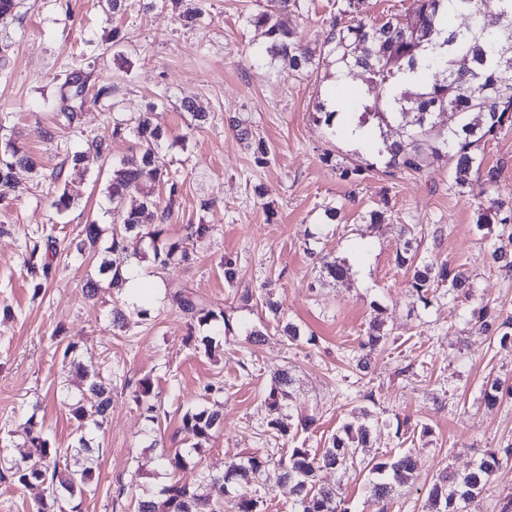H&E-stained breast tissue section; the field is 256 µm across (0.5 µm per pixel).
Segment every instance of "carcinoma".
I'll return each instance as SVG.
<instances>
[{
  "label": "carcinoma",
  "instance_id": "cac0c4a2",
  "mask_svg": "<svg viewBox=\"0 0 512 512\" xmlns=\"http://www.w3.org/2000/svg\"><path fill=\"white\" fill-rule=\"evenodd\" d=\"M299 0H271L270 8L249 17L248 22L264 29L268 39L267 53L278 58L294 71L315 67L310 50L281 19V13ZM472 17V26L465 30L444 29L441 19L449 6ZM362 4L345 0L328 23L324 52L335 57L336 71L346 75L360 73L366 88H358L353 101L352 116L357 127L368 125L379 131L377 153L386 158V175L418 173L429 158L444 159L450 165L451 186L463 187L474 176H484L488 184L497 187L498 176L493 168L484 166L477 153L481 143L512 125V0H413L411 7L392 14L379 23L367 24L359 19ZM434 71V82L422 89H410L404 83L407 73L418 69ZM86 80L83 71L75 68L65 75L61 85L59 111L65 123L74 119L77 101L83 99ZM397 123L406 127L405 138L393 140L385 128ZM132 132L140 140L139 151L126 156L113 166L112 179L106 187V198L112 209H121L133 193L142 194L143 201L127 211L123 228L112 231L106 252L112 258L102 263L100 273L108 279L110 288L121 291L128 263L125 238L130 232L144 231L141 218L148 206L154 205L148 187L168 181L165 165L156 156L155 146L162 138V129L153 124L152 113L141 112L134 118ZM35 168L27 153L14 148L9 157L0 161V180H8L15 167ZM498 224L512 240V208L492 200L490 206L476 214L475 227L482 231ZM153 245V259L166 268L178 245H159L160 231H144ZM421 242L416 236L405 239L396 253V262L411 274L410 287L422 302L440 288L448 289L453 302L466 304L471 296L470 276L461 265L434 263L419 255ZM492 264L500 271L512 273V253L496 249L491 253ZM173 304L187 318L189 329L208 327L197 347L211 353L215 339L224 334L228 319L224 312H215L197 297L176 291ZM478 329L488 336L500 337L504 343L512 339V315L503 316L497 309L483 305L472 311ZM383 321L375 318L369 324L360 348L370 352L386 344ZM88 379L86 392L90 402L80 399L70 405V414L80 432V449L90 448L86 434L103 427L112 408V380L98 373L84 372ZM294 379L286 369L274 373L273 382L265 393L267 430L273 439H290L308 431L315 419L292 412ZM512 396V388H503L497 377L486 378L484 401L496 406L503 396ZM154 386L150 378L139 380L135 400L147 403V420L157 422L153 415ZM29 452L10 463L12 478L20 485L39 483L43 494L34 512H61L60 502L82 496L89 491L93 470L85 466L72 470L62 466L65 454L51 446L43 425L29 417ZM221 414L215 409L194 408L182 417L181 433L186 448H163L155 457L157 468L174 474L191 470V479L181 477L164 486L160 493L145 494L135 499V512H219L207 497L198 494L200 483H220L237 494L238 512H261L260 481L271 479L293 485L295 500L290 512H351L338 486L317 483V472L336 469L348 472L353 458L347 448H365L370 442L371 429L363 422L342 425L324 451L317 455L307 448H288L264 455L248 456L231 461L221 475L213 474L188 459L199 451L202 442L212 437L220 427ZM512 458V446L498 448L471 470L459 474L443 471L428 490L431 512H464L467 503L492 482L502 459ZM415 454L409 450L393 458L371 464L367 489L372 497L387 502L394 492V482L414 473Z\"/></svg>",
  "mask_w": 512,
  "mask_h": 512
}]
</instances>
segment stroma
<instances>
[{
  "instance_id": "stroma-1",
  "label": "stroma",
  "mask_w": 512,
  "mask_h": 512,
  "mask_svg": "<svg viewBox=\"0 0 512 512\" xmlns=\"http://www.w3.org/2000/svg\"><path fill=\"white\" fill-rule=\"evenodd\" d=\"M197 26H182L169 0H126L119 12L106 0H21L16 19L0 24V157L17 147L35 170L15 168L10 185H0V455H26L28 418L43 423L53 446L74 448L76 425L69 405L84 388L73 363L95 365L112 380L107 425L89 434L94 492L81 501L64 499V512H133L144 489L160 491L171 481L158 471L152 440L182 447L181 418L200 405L207 386L224 388L223 425L204 442L203 463L223 472L231 459L264 453L262 404L272 374L288 369L294 379L295 410L316 418L296 444L321 453L348 422L377 427L372 447L353 448L347 474L321 472L340 484L351 512H425L426 490L441 469L462 471L490 449L512 443V398L487 408V375L512 385V343L479 333L438 290L422 303L411 295L410 275L395 253L404 227L423 228V255L464 266L473 281V306L512 314V277L490 260L495 234L479 235L478 207L498 197L512 200V126L479 148L486 166L499 173L497 189L472 177L451 187L448 165L431 161L417 174L390 177L369 142L329 134L318 107L335 91L336 61L321 59L317 70L294 72L258 59L267 39L248 24L267 0H198ZM343 0H299L288 26L319 50L326 23ZM82 69L87 90L71 126L59 125L60 87L66 73ZM109 95H98L99 87ZM191 97L205 120L181 106ZM157 103L155 121L164 130L158 153L176 182L159 184L153 197L171 216L144 223L164 243H180L189 258L156 269L149 239L128 234L130 266L152 270L167 292L184 289L210 309L225 312L230 328L212 354L186 339V320L171 300L154 305L142 319L128 314L112 290L87 297L85 284L99 280L102 249L124 212L105 196L112 165L138 149L137 138L117 121ZM268 147L256 162L249 140ZM106 154L91 150L95 141ZM85 159L73 170L69 155ZM365 167L344 178L354 159ZM71 205L54 206L61 193ZM343 206L341 223H326L324 211ZM384 209L380 224L363 222ZM99 225L100 249L78 251L84 225ZM206 236L189 240L190 226ZM232 261L234 281L224 278ZM350 264L343 282L323 265ZM251 292L250 303L240 300ZM283 303L303 334L315 344H289L265 307ZM390 333L385 349L372 354L366 380L348 359L375 312ZM263 342L248 341L252 331ZM75 343L72 359L63 350ZM150 377L157 394V423L145 419L134 400L138 381ZM429 426L428 436L399 438L396 422ZM418 451V472L399 487L388 506L369 496L364 467L408 449Z\"/></svg>"
}]
</instances>
